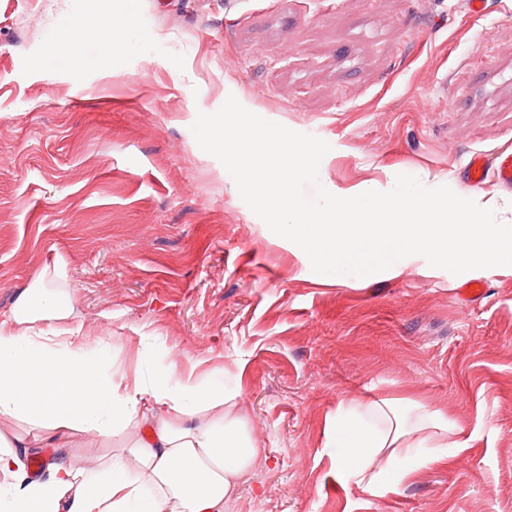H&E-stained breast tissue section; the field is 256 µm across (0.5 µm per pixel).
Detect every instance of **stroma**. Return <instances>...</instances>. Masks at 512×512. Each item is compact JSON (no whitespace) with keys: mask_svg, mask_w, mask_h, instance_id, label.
Instances as JSON below:
<instances>
[{"mask_svg":"<svg viewBox=\"0 0 512 512\" xmlns=\"http://www.w3.org/2000/svg\"><path fill=\"white\" fill-rule=\"evenodd\" d=\"M115 15L129 33L108 68L98 44L54 51ZM231 95L329 143L332 194L409 174L496 212L512 200L463 182L472 154L512 151V0H0V316L58 266L71 335L131 370L242 376L266 459L224 512H512V266L313 272L195 139ZM470 279L485 293L467 306ZM349 396L447 407L470 446L361 493L325 445Z\"/></svg>","mask_w":512,"mask_h":512,"instance_id":"obj_1","label":"stroma"}]
</instances>
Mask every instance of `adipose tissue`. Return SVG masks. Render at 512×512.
Listing matches in <instances>:
<instances>
[{
  "label": "adipose tissue",
  "instance_id": "adipose-tissue-1",
  "mask_svg": "<svg viewBox=\"0 0 512 512\" xmlns=\"http://www.w3.org/2000/svg\"><path fill=\"white\" fill-rule=\"evenodd\" d=\"M43 270L0 319V512H224L261 449L245 428L240 386L176 371H137L64 335L71 315ZM397 397L339 401L326 421L345 484L381 496L463 453L447 408L422 400L415 425ZM93 435L99 445L82 446ZM51 448L46 474L28 453Z\"/></svg>",
  "mask_w": 512,
  "mask_h": 512
}]
</instances>
